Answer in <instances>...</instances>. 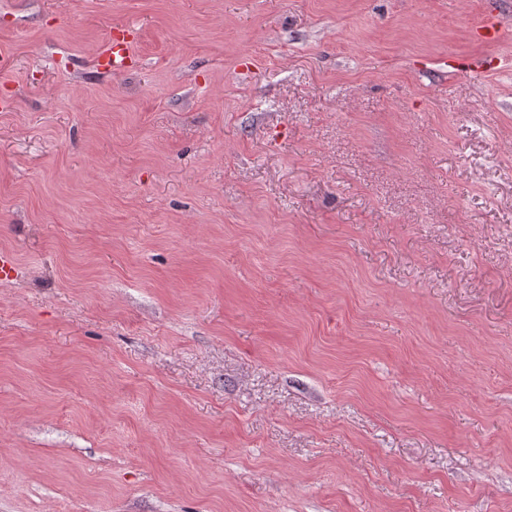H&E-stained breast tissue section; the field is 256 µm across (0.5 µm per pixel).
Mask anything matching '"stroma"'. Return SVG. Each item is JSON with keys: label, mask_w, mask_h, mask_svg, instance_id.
<instances>
[{"label": "stroma", "mask_w": 512, "mask_h": 512, "mask_svg": "<svg viewBox=\"0 0 512 512\" xmlns=\"http://www.w3.org/2000/svg\"><path fill=\"white\" fill-rule=\"evenodd\" d=\"M492 13L0 0V512H512ZM139 39L140 31L136 27L114 26L95 58V67L113 75L124 73L137 63L135 47Z\"/></svg>", "instance_id": "35a3bbf8"}]
</instances>
